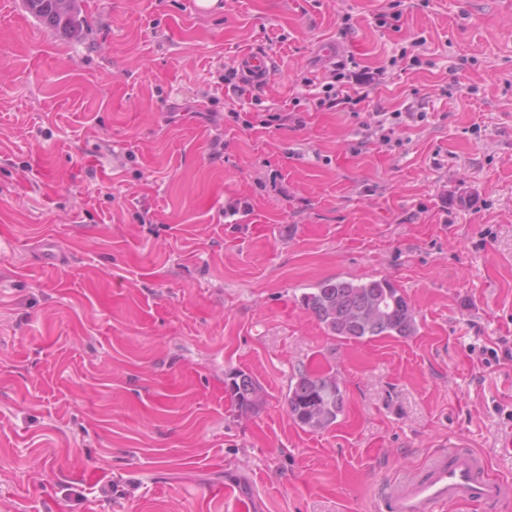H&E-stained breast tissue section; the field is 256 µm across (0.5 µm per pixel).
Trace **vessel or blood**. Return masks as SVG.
I'll use <instances>...</instances> for the list:
<instances>
[{"label": "vessel or blood", "instance_id": "obj_1", "mask_svg": "<svg viewBox=\"0 0 512 512\" xmlns=\"http://www.w3.org/2000/svg\"><path fill=\"white\" fill-rule=\"evenodd\" d=\"M244 79L252 85L267 80L273 58L261 51H247L238 58ZM460 439L448 440V449L431 455L410 478L387 484L376 512H440L449 504L495 505L512 497V482L493 476L485 457L463 451Z\"/></svg>", "mask_w": 512, "mask_h": 512}]
</instances>
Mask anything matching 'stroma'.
<instances>
[{
  "label": "stroma",
  "instance_id": "35a3bbf8",
  "mask_svg": "<svg viewBox=\"0 0 512 512\" xmlns=\"http://www.w3.org/2000/svg\"><path fill=\"white\" fill-rule=\"evenodd\" d=\"M81 17L74 39L0 0V512H374L453 434L512 477V358L480 355L512 349V0ZM327 43L379 84L319 106ZM248 49L276 66L236 94ZM334 277L391 279L415 334L332 336L301 297ZM301 369L340 382L329 430L288 415ZM226 391L242 414L259 409L265 403L260 382L243 371L230 373L225 381Z\"/></svg>",
  "mask_w": 512,
  "mask_h": 512
}]
</instances>
